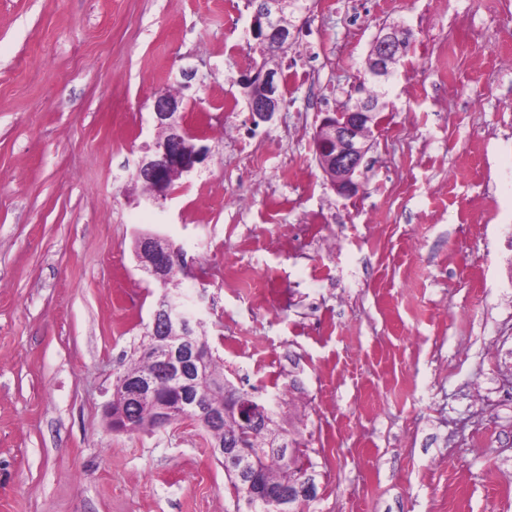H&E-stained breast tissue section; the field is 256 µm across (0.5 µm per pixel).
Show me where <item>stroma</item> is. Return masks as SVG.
I'll return each mask as SVG.
<instances>
[{"mask_svg":"<svg viewBox=\"0 0 512 512\" xmlns=\"http://www.w3.org/2000/svg\"><path fill=\"white\" fill-rule=\"evenodd\" d=\"M233 2L231 27L224 0H0V512H246L197 423L107 424L161 293L147 229L181 249L179 300L226 378L302 440L308 512H512V0H361L353 38L349 0L296 12L327 55L349 45L320 74L337 108L385 93L352 197L318 164L317 92L261 123L243 104ZM394 25L413 47L377 83ZM443 42L447 67L415 51ZM165 92L210 154L147 206L133 175ZM400 28H392L390 32L379 36L373 41L371 48L379 46V51L375 53L372 58V54H368V60L371 63V70L374 75L378 77H387L390 74V69L394 63L388 62L392 54L401 48V40L397 38V34ZM387 65V66H386Z\"/></svg>","mask_w":512,"mask_h":512,"instance_id":"35a3bbf8","label":"stroma"}]
</instances>
